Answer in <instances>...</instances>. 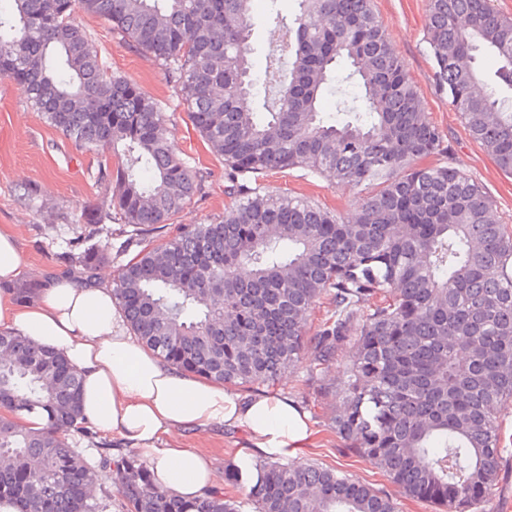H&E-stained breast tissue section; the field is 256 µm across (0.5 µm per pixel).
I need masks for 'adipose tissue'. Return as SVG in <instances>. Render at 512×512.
Segmentation results:
<instances>
[{
    "label": "adipose tissue",
    "instance_id": "adipose-tissue-1",
    "mask_svg": "<svg viewBox=\"0 0 512 512\" xmlns=\"http://www.w3.org/2000/svg\"><path fill=\"white\" fill-rule=\"evenodd\" d=\"M26 261L10 225H0V327L62 352L79 371L88 425L137 449L160 486L186 498L207 490L213 465L183 447L180 432L223 427L269 456H295L312 438L308 416L285 396H241L223 382L179 371L143 346L126 323L107 278L83 286L44 282L18 303L9 290Z\"/></svg>",
    "mask_w": 512,
    "mask_h": 512
}]
</instances>
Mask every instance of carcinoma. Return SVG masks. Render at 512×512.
Returning a JSON list of instances; mask_svg holds the SVG:
<instances>
[{"mask_svg": "<svg viewBox=\"0 0 512 512\" xmlns=\"http://www.w3.org/2000/svg\"><path fill=\"white\" fill-rule=\"evenodd\" d=\"M0 79L23 85L40 120L94 155L112 225L70 223L63 273L90 281L127 235L112 295L130 329L177 369L224 386L274 385L305 372L336 394L331 429L408 497L436 512H487L512 407V230L493 200L446 163L445 136L390 46L372 0H293L272 24L286 52L267 61L261 106L251 0H5ZM95 14L151 54L211 150L224 160V214L173 223L204 175L174 153L165 107L106 76L74 18ZM426 43L439 87L470 138L512 175V16L492 0H428ZM491 55L495 83L477 68ZM287 59L288 73L279 69ZM363 107L321 99L336 70ZM112 151L110 162L106 151ZM329 171L371 188L356 215L263 190L259 179ZM247 268L250 277L239 272ZM40 282L14 287L21 302ZM327 304L307 336L311 310ZM341 361L343 377L329 379ZM81 380L59 352L0 329V508L106 512L102 473L125 512H240L220 488L185 499L134 453L99 443L92 464L66 438L82 424ZM46 416L32 430L21 413ZM255 512H399L389 495L337 469L270 457L231 473Z\"/></svg>", "mask_w": 512, "mask_h": 512, "instance_id": "carcinoma-1", "label": "carcinoma"}]
</instances>
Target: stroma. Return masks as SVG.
<instances>
[{"label":"stroma","instance_id":"obj_1","mask_svg":"<svg viewBox=\"0 0 512 512\" xmlns=\"http://www.w3.org/2000/svg\"><path fill=\"white\" fill-rule=\"evenodd\" d=\"M288 11L290 0H253L257 24L251 37V59L257 93L265 91L266 56L276 34L266 17L271 9ZM427 0H374V10L386 27L394 52L421 95L424 112L445 135L451 152L448 162L483 185L495 202V218L512 228V176L504 175L490 156L468 135L458 112L436 86L435 69L424 40ZM76 20L92 39V46L108 74L124 77L160 101L171 117L170 138L176 152L196 160L206 174L203 196L183 205L175 215L178 224H204L223 214L229 198L225 193L224 162L200 138L179 104L163 70L149 54L126 44L103 19L84 12ZM270 193L289 190L348 214L361 203L363 191L336 188L330 178L307 175L300 170L271 174L260 181ZM105 185L90 154L68 137L43 123L32 109L25 91L9 80H0V225H12L19 248L28 264L26 279L40 280L61 274L65 245L56 226L66 215L86 213L99 217L98 204ZM270 393L285 395L302 407L313 430L298 464L321 463L348 477L384 490L399 504L400 512H435L431 504L405 497L368 462L357 457L329 428L336 413L334 393L320 390L305 375L281 377L273 387L242 388L245 396ZM183 445L206 453L214 464V484L226 487L232 466L257 454L245 447L233 431H200L183 439Z\"/></svg>","mask_w":512,"mask_h":512}]
</instances>
